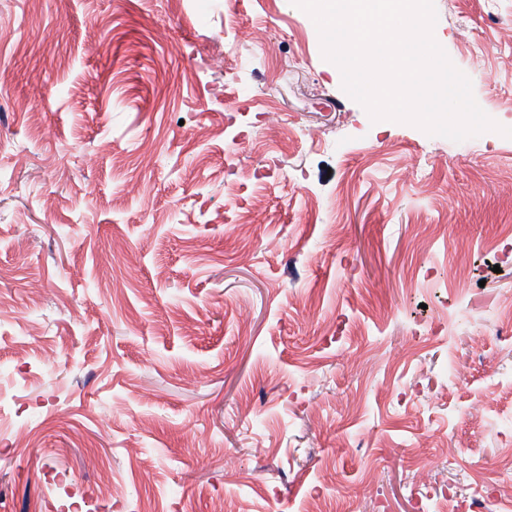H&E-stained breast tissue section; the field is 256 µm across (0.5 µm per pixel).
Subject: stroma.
Listing matches in <instances>:
<instances>
[{
  "mask_svg": "<svg viewBox=\"0 0 512 512\" xmlns=\"http://www.w3.org/2000/svg\"><path fill=\"white\" fill-rule=\"evenodd\" d=\"M435 7L512 128V0ZM235 11L0 0V512H512V139L372 122L305 12Z\"/></svg>",
  "mask_w": 512,
  "mask_h": 512,
  "instance_id": "obj_1",
  "label": "stroma"
}]
</instances>
